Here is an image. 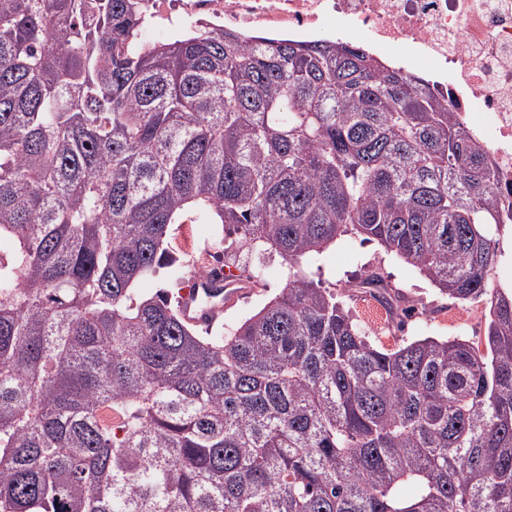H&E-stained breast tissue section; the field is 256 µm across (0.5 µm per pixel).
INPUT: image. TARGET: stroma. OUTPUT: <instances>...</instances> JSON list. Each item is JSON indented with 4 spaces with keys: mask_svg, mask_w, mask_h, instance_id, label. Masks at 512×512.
Wrapping results in <instances>:
<instances>
[{
    "mask_svg": "<svg viewBox=\"0 0 512 512\" xmlns=\"http://www.w3.org/2000/svg\"><path fill=\"white\" fill-rule=\"evenodd\" d=\"M281 259L272 256L264 279H252L251 288L233 307L225 310V322H234L258 311L283 288L279 276ZM306 274L331 291L354 322L373 344L394 349L403 342L422 336L463 337L483 344L488 311L484 304L471 305V317L460 324L448 317L458 301L442 294L418 269L394 257L374 241L347 235L330 245L322 256L306 262ZM376 272L393 298L394 313L386 309L362 288L368 272Z\"/></svg>",
    "mask_w": 512,
    "mask_h": 512,
    "instance_id": "1",
    "label": "stroma"
}]
</instances>
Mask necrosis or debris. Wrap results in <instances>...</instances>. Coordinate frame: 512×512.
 I'll list each match as a JSON object with an SVG mask.
<instances>
[{
  "mask_svg": "<svg viewBox=\"0 0 512 512\" xmlns=\"http://www.w3.org/2000/svg\"><path fill=\"white\" fill-rule=\"evenodd\" d=\"M184 15L250 37L307 40L333 30L395 51V64L426 78L449 111L479 127L512 203V0H181Z\"/></svg>",
  "mask_w": 512,
  "mask_h": 512,
  "instance_id": "1",
  "label": "necrosis or debris"
}]
</instances>
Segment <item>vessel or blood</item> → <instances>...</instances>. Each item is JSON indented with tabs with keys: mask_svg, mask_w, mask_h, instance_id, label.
<instances>
[{
	"mask_svg": "<svg viewBox=\"0 0 512 512\" xmlns=\"http://www.w3.org/2000/svg\"><path fill=\"white\" fill-rule=\"evenodd\" d=\"M246 289V283L233 278L209 276L192 280L180 293L181 316L193 325H214Z\"/></svg>",
	"mask_w": 512,
	"mask_h": 512,
	"instance_id": "1",
	"label": "vessel or blood"
}]
</instances>
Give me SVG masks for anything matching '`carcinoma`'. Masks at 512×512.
<instances>
[{
    "label": "carcinoma",
    "mask_w": 512,
    "mask_h": 512,
    "mask_svg": "<svg viewBox=\"0 0 512 512\" xmlns=\"http://www.w3.org/2000/svg\"><path fill=\"white\" fill-rule=\"evenodd\" d=\"M146 2L0 0V512H512V289L487 286L512 210L484 142L364 48L149 46ZM188 213L254 278L283 259L216 336L134 298L183 279ZM347 234L485 303V351L372 344L301 269ZM167 272V268H162L159 270V274L156 276L155 279L136 285L134 287L136 288V295L139 297H150L160 289H165L171 291L172 293H176L177 288L169 279Z\"/></svg>",
    "instance_id": "1"
}]
</instances>
